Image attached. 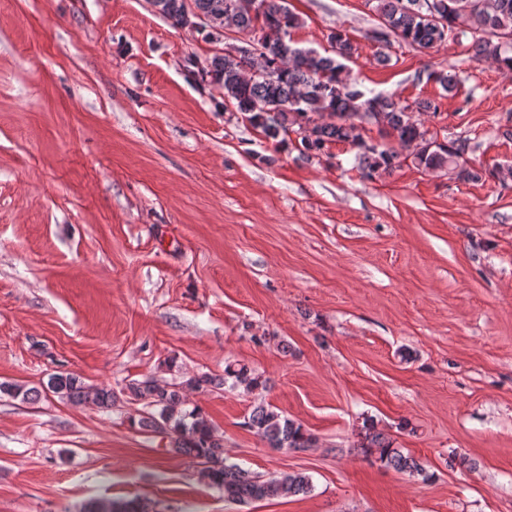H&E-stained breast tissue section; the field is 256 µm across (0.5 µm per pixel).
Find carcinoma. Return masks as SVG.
<instances>
[{
  "label": "carcinoma",
  "instance_id": "obj_1",
  "mask_svg": "<svg viewBox=\"0 0 512 512\" xmlns=\"http://www.w3.org/2000/svg\"><path fill=\"white\" fill-rule=\"evenodd\" d=\"M159 13L172 25L181 26L186 7L205 18L212 43L222 42L228 26V12L235 11L234 26L256 35V48L250 56L229 50L216 51L200 68L201 78L212 80L224 91V105L232 106L264 135L284 142L290 133L299 135L298 150L303 154L320 152L327 145L342 142L356 150L362 173L369 179L391 174L402 165L398 153L368 142L363 121L367 114L383 116L387 136L405 148H413L415 165L428 170H449L457 178L478 180L480 173L468 167L469 146L464 142L438 141V135L424 128L417 112L436 113L439 104H404L392 95L367 94L350 77L345 61L355 47L341 29L328 35L331 54L297 46L290 30L300 26L297 15L285 0H259L261 9L252 10L251 0H153ZM381 20L374 38L388 47L393 42L419 49H432L448 40L450 32L471 36L468 49L477 60H487L500 69L512 71V0H377ZM248 393L266 389L267 381L245 364L228 363L224 378L208 374L190 377L171 386L146 378L130 382V399L145 402L148 411L138 424L141 428L169 435L173 450L189 455L205 465L213 486L224 498L236 503L276 499L306 494L312 490L303 473L263 478L224 455L213 427L202 411L185 409L187 392L225 384ZM51 392L73 403L112 407V390L90 385L72 372L51 375L43 390L15 382H0V395L37 401L41 392ZM244 426L269 447L303 452L316 437L301 424L270 405L259 404L245 417ZM362 447L365 453H379L386 467L411 476L428 478L425 466L414 456L394 447L393 441L371 424ZM83 512H143L136 501L101 499Z\"/></svg>",
  "mask_w": 512,
  "mask_h": 512
}]
</instances>
